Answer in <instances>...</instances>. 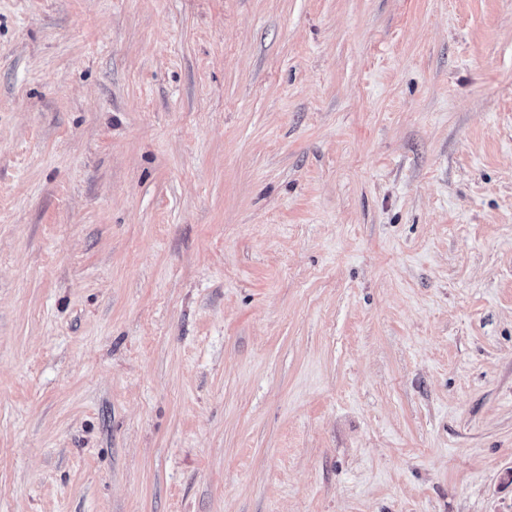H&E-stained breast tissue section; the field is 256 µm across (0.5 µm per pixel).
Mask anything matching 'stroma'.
Here are the masks:
<instances>
[{
  "instance_id": "stroma-1",
  "label": "stroma",
  "mask_w": 512,
  "mask_h": 512,
  "mask_svg": "<svg viewBox=\"0 0 512 512\" xmlns=\"http://www.w3.org/2000/svg\"><path fill=\"white\" fill-rule=\"evenodd\" d=\"M0 512H512V0H0Z\"/></svg>"
}]
</instances>
